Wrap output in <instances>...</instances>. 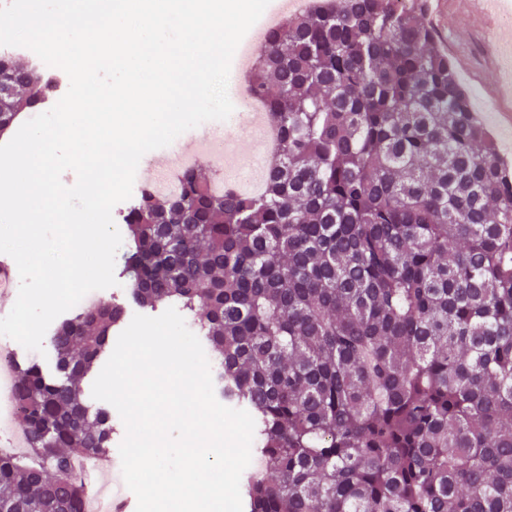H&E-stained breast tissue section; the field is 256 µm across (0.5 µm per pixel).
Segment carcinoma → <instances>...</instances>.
Listing matches in <instances>:
<instances>
[{"label": "carcinoma", "instance_id": "cac0c4a2", "mask_svg": "<svg viewBox=\"0 0 512 512\" xmlns=\"http://www.w3.org/2000/svg\"><path fill=\"white\" fill-rule=\"evenodd\" d=\"M426 0H327L270 31L249 78L279 135L263 188L191 167L123 216L133 301L181 310L224 405L255 421L243 512H512V175ZM0 135L51 93L0 55ZM126 318L89 305L14 365L31 452L0 512H80L73 461L112 427L82 382Z\"/></svg>", "mask_w": 512, "mask_h": 512}]
</instances>
